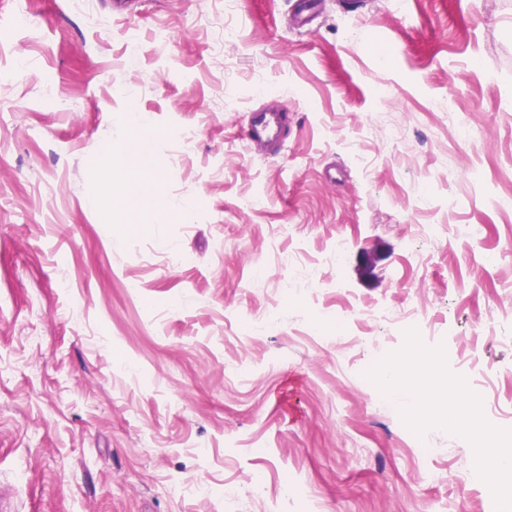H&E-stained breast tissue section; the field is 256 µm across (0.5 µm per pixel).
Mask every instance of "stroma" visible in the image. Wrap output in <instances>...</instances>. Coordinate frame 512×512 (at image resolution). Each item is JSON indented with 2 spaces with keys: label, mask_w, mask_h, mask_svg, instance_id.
Listing matches in <instances>:
<instances>
[{
  "label": "stroma",
  "mask_w": 512,
  "mask_h": 512,
  "mask_svg": "<svg viewBox=\"0 0 512 512\" xmlns=\"http://www.w3.org/2000/svg\"><path fill=\"white\" fill-rule=\"evenodd\" d=\"M113 2L0 0V512H504L505 473L469 475L512 447V0H320L302 28L295 0ZM270 106L288 132L248 150ZM133 112L156 194L110 164ZM413 302L444 383L491 368L482 437L365 381L409 334L330 340Z\"/></svg>",
  "instance_id": "stroma-1"
}]
</instances>
